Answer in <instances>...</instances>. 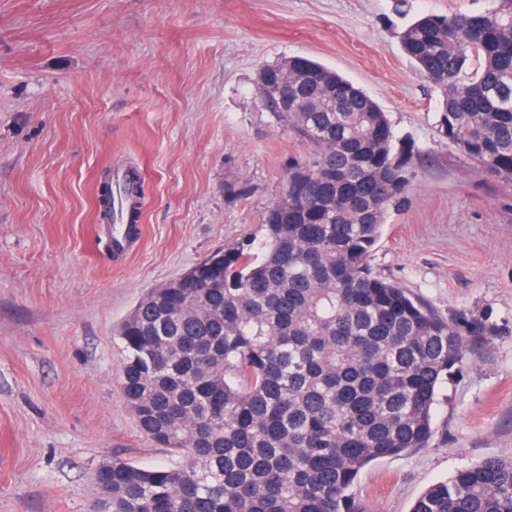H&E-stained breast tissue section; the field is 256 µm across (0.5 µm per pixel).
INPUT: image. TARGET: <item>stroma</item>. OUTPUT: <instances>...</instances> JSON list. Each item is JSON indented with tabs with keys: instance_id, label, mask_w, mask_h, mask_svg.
I'll return each instance as SVG.
<instances>
[{
	"instance_id": "1",
	"label": "stroma",
	"mask_w": 512,
	"mask_h": 512,
	"mask_svg": "<svg viewBox=\"0 0 512 512\" xmlns=\"http://www.w3.org/2000/svg\"><path fill=\"white\" fill-rule=\"evenodd\" d=\"M492 0H0V512H101L96 468L170 465L120 397L119 323L150 289L258 233L310 158L257 96L304 57L386 112L409 201L371 264L445 318L487 316L481 355L442 384L426 448L360 473L361 512H410L431 485L512 458V186L449 144L441 94L404 55L424 14ZM143 183L115 261L104 178Z\"/></svg>"
}]
</instances>
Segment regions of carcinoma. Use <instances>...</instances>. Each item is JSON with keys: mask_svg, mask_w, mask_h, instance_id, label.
<instances>
[{"mask_svg": "<svg viewBox=\"0 0 512 512\" xmlns=\"http://www.w3.org/2000/svg\"><path fill=\"white\" fill-rule=\"evenodd\" d=\"M400 41L442 94L448 143L511 185L512 0L423 16ZM266 70L288 78L289 101L267 108L313 158L289 169L288 205L269 207L261 236L148 290L120 323L122 398L178 462L102 463L107 512H358L361 471L430 444L441 382L490 335L370 265L407 201L409 159L380 106L305 58ZM412 512H512V459L458 471Z\"/></svg>", "mask_w": 512, "mask_h": 512, "instance_id": "carcinoma-1", "label": "carcinoma"}]
</instances>
